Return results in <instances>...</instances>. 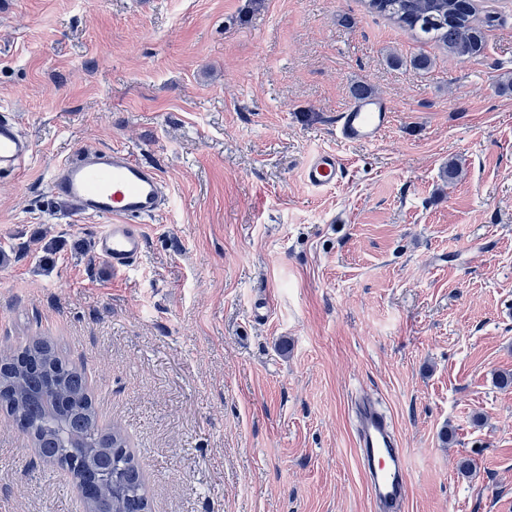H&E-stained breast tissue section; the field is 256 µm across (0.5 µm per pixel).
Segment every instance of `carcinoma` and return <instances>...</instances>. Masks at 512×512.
Segmentation results:
<instances>
[{"mask_svg": "<svg viewBox=\"0 0 512 512\" xmlns=\"http://www.w3.org/2000/svg\"><path fill=\"white\" fill-rule=\"evenodd\" d=\"M369 8L468 60L484 54L486 40L469 0H368ZM0 395L16 429L39 455L67 471L90 476L94 462L111 460L85 512H150L145 479L125 433L101 423L81 369L62 359L50 340L37 338L0 352Z\"/></svg>", "mask_w": 512, "mask_h": 512, "instance_id": "cac0c4a2", "label": "carcinoma"}]
</instances>
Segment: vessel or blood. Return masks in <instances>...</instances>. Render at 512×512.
I'll return each instance as SVG.
<instances>
[{
  "mask_svg": "<svg viewBox=\"0 0 512 512\" xmlns=\"http://www.w3.org/2000/svg\"><path fill=\"white\" fill-rule=\"evenodd\" d=\"M388 104L379 97L352 99L340 112L336 132L341 141L370 144L391 123ZM32 152L30 140L9 118H0V173L21 170ZM345 163L333 152L313 154L302 168L312 189L336 186ZM49 189L67 204L71 220L86 216L105 219L95 250L113 270H125L142 252L140 223L155 218L167 201L159 171L140 163L121 148L82 149L54 165ZM359 456L376 512H401L408 468L392 422L374 400L362 401L356 412Z\"/></svg>",
  "mask_w": 512,
  "mask_h": 512,
  "instance_id": "vessel-or-blood-1",
  "label": "vessel or blood"
}]
</instances>
